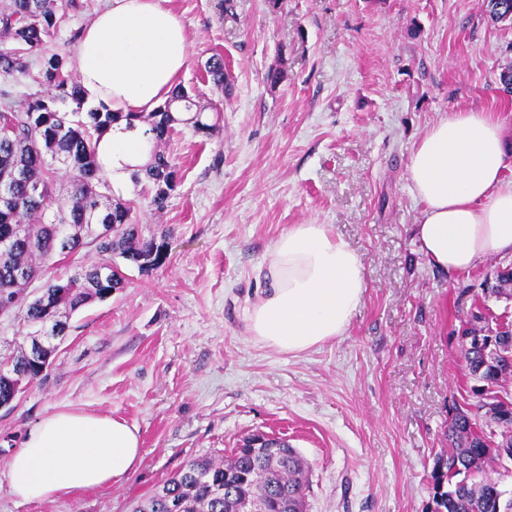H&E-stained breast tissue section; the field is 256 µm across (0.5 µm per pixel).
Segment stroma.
<instances>
[{"instance_id": "obj_1", "label": "stroma", "mask_w": 512, "mask_h": 512, "mask_svg": "<svg viewBox=\"0 0 512 512\" xmlns=\"http://www.w3.org/2000/svg\"><path fill=\"white\" fill-rule=\"evenodd\" d=\"M57 41L109 0H75ZM187 36L177 79L219 133L177 126L165 210L128 184L133 219L166 246L146 273L74 313L52 364L0 408V512H132L187 460L230 456L243 437L287 440L309 462V512H429V475L453 403L472 402L456 332L493 257L433 268L413 235V144L458 110L512 131V21L483 0H170ZM224 59L227 91L206 73ZM284 76L266 80L269 69ZM293 224H328L362 257L367 288L344 336L293 356L256 343L246 310L257 269ZM66 409L135 425L126 479L75 498L23 503L7 463L46 415Z\"/></svg>"}]
</instances>
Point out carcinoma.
Wrapping results in <instances>:
<instances>
[{
    "label": "carcinoma",
    "mask_w": 512,
    "mask_h": 512,
    "mask_svg": "<svg viewBox=\"0 0 512 512\" xmlns=\"http://www.w3.org/2000/svg\"><path fill=\"white\" fill-rule=\"evenodd\" d=\"M74 0H11L0 12V121L12 132L0 137V182L8 185L10 198L0 200V237L13 239L11 250L0 253V299L24 309L27 335L49 322L50 308L65 314L78 311L94 300L102 301L112 289L125 285L120 268L110 262L92 264L66 277L48 278L42 296L27 300L26 286L61 253L59 228L69 230L68 253L75 254L93 237L99 253L118 256L128 265L151 262L159 267L166 258L164 245L143 235L132 216L129 202L112 198L110 184L98 159V144L113 124L124 120L127 128L144 125L151 143L147 164L131 173L142 186L145 199L156 212L164 210L174 190L179 170L161 145L175 126L207 135L217 127L204 118L205 108L195 96L175 87L167 102L147 114L121 115L103 103L85 108L88 93L66 69L67 51L57 47L32 72L28 58L45 49L59 33ZM487 12L495 20L512 19V0H487ZM208 76L216 89H224V63L208 62ZM29 77L47 94L32 97L21 109L12 108L11 80ZM63 166L70 183L67 209L50 222L42 220L56 192L53 164ZM98 224L112 225V235L100 239ZM485 298H512V270H501L495 282L483 289ZM461 358L473 393L476 411L454 408L445 432L448 448L434 462L430 474V512H512V496H506L496 467L512 462V320L489 325L483 313H473L458 330ZM12 371L31 383L41 371L27 362L23 351L11 357ZM247 436L225 460L192 459L166 479L134 512H239L248 498L266 502V512H307L308 462L288 445L274 451L252 448Z\"/></svg>",
    "instance_id": "cac0c4a2"
}]
</instances>
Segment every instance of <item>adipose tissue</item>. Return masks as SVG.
Returning a JSON list of instances; mask_svg holds the SVG:
<instances>
[{"instance_id": "obj_1", "label": "adipose tissue", "mask_w": 512, "mask_h": 512, "mask_svg": "<svg viewBox=\"0 0 512 512\" xmlns=\"http://www.w3.org/2000/svg\"><path fill=\"white\" fill-rule=\"evenodd\" d=\"M185 28L168 0H112L84 30L77 52L81 82L115 112L153 111L187 65ZM512 137L485 112L457 111L414 143L409 190L420 211L414 236L428 263L452 275L484 259L512 257ZM99 161L122 193L149 146L142 130L115 126ZM268 286L246 310L254 341L298 355L347 331L367 288L363 260L327 224H294L270 247L261 268ZM141 461L136 426L109 415L58 411L45 416L8 462L11 494L46 502L121 482Z\"/></svg>"}]
</instances>
